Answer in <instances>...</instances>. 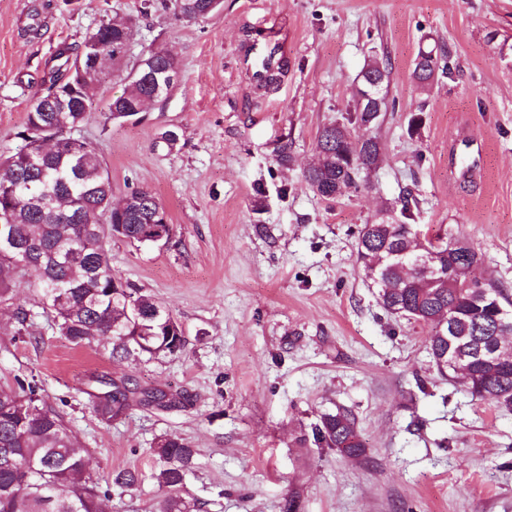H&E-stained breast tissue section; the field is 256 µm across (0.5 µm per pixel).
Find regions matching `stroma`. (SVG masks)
I'll return each instance as SVG.
<instances>
[{"instance_id": "obj_1", "label": "stroma", "mask_w": 512, "mask_h": 512, "mask_svg": "<svg viewBox=\"0 0 512 512\" xmlns=\"http://www.w3.org/2000/svg\"><path fill=\"white\" fill-rule=\"evenodd\" d=\"M142 4L0 0V155L18 147L50 58L113 13L137 18L126 65L156 48L176 57L164 104L107 122L125 87L108 71L71 135L96 147L113 200L146 187L165 205L169 240L108 250L113 273L182 325L185 348L118 363L71 344L49 314L18 334L14 308L37 297L27 277L0 304V389L36 379L99 479L142 472L109 512H156L152 449L170 434L198 452L188 490L203 512H283L292 497L299 512H512V412L443 379L427 327L386 313L356 263L363 225L408 188L421 231L468 239L479 276L512 294V0H222L192 24ZM259 34L288 45L271 87L240 59ZM432 47L450 70L423 88L414 61ZM382 57L396 102L378 131L384 160L369 189L320 198L303 178L317 134L353 112L361 71ZM471 135L474 184L454 174ZM127 377L186 402L100 421L90 392ZM339 407L356 418L360 457L300 442Z\"/></svg>"}]
</instances>
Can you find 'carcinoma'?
Listing matches in <instances>:
<instances>
[{
	"label": "carcinoma",
	"instance_id": "cac0c4a2",
	"mask_svg": "<svg viewBox=\"0 0 512 512\" xmlns=\"http://www.w3.org/2000/svg\"><path fill=\"white\" fill-rule=\"evenodd\" d=\"M170 2L187 22L208 16L210 0ZM135 22L131 15L115 13L76 52L60 49L58 65L43 79L46 91L40 98L65 95L67 111L29 109L18 133L22 145L0 157V233L28 246L25 258L0 253V300L16 278H36L34 306L55 314L61 334L76 346L106 345L117 362L139 355H175L186 345L169 313L112 273L107 248L112 239L155 243L151 228L169 224L166 209L144 188L112 203V183L96 149L62 135L64 127L82 122L98 82L90 77L72 90L71 66L91 45L101 64L120 70L124 56L117 48L129 42ZM147 54L160 70L178 67L164 49ZM125 80L122 94L109 104L110 122L133 120L152 105L151 84L128 76ZM381 121L380 112H358L353 123L364 130L362 135H353L339 122L318 132L317 162L304 172L317 195L333 200L339 186L368 184L383 158L377 136ZM399 203V215L387 208L384 217L363 225L356 244L363 279L386 312L429 327L428 353L444 379L474 401L512 409V298L495 282L448 275L456 266L471 269L482 262L481 253L451 232L428 242L435 273L418 270L413 261L422 255L413 212L418 201L405 189ZM19 388L0 390V512H105L109 491L101 490L93 478L73 431L45 406L36 381H21ZM134 401L168 408L182 404L184 397L131 387L125 380L95 397L93 412L110 423L124 416ZM311 436L316 447L336 448L349 458L365 452L355 420L345 411L322 414L311 424ZM153 455V478L161 492L158 512H201L186 488L197 450L185 439L168 435L157 442ZM141 480L138 470L124 468L114 471L107 484L129 490Z\"/></svg>",
	"mask_w": 512,
	"mask_h": 512
}]
</instances>
